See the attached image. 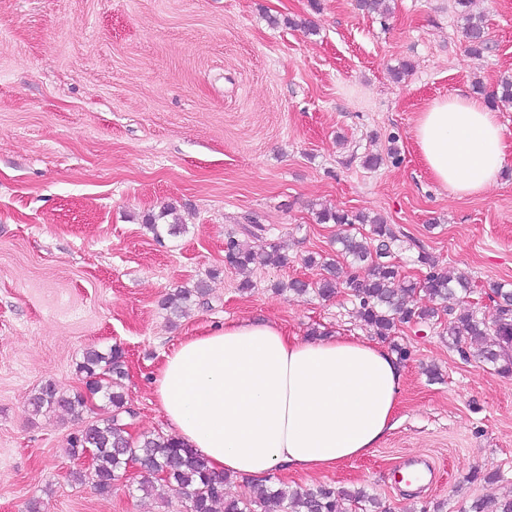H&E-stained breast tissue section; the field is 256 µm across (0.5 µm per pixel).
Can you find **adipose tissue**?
Wrapping results in <instances>:
<instances>
[{
  "mask_svg": "<svg viewBox=\"0 0 512 512\" xmlns=\"http://www.w3.org/2000/svg\"><path fill=\"white\" fill-rule=\"evenodd\" d=\"M413 136L435 182L459 198L484 193L507 165L495 111L461 91L420 112ZM402 384V365L377 344L290 336L267 320L181 340L153 380L181 442L213 471L254 479L366 456L395 427Z\"/></svg>",
  "mask_w": 512,
  "mask_h": 512,
  "instance_id": "1",
  "label": "adipose tissue"
}]
</instances>
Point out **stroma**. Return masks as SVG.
<instances>
[{
    "label": "stroma",
    "instance_id": "obj_1",
    "mask_svg": "<svg viewBox=\"0 0 512 512\" xmlns=\"http://www.w3.org/2000/svg\"><path fill=\"white\" fill-rule=\"evenodd\" d=\"M0 0V512H185L135 489L138 469L98 495L67 440L105 417L36 413L42 385L83 391L85 349L120 345L133 433L170 428L152 388L165 353L233 320L291 335L363 336L346 292L283 290L318 279L334 253L320 209L363 211L396 235L415 279L426 251L481 292L512 288V161L479 196L449 195L423 164L419 112L512 75V0H476L488 47H464L455 0ZM278 25H271V18ZM309 19L315 31L286 26ZM402 76H395V69ZM379 156L376 168L362 159ZM185 229L154 238L146 215ZM267 232L248 234L250 223ZM279 246L283 266L224 264L228 237ZM251 280V290L239 289ZM205 283L169 318L163 297ZM409 353L398 426L364 458L320 474L275 470L266 485L376 496L390 512H466L512 495V375L463 361L442 327H400Z\"/></svg>",
    "mask_w": 512,
    "mask_h": 512
}]
</instances>
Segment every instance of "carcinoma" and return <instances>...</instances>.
<instances>
[{"label": "carcinoma", "instance_id": "cac0c4a2", "mask_svg": "<svg viewBox=\"0 0 512 512\" xmlns=\"http://www.w3.org/2000/svg\"><path fill=\"white\" fill-rule=\"evenodd\" d=\"M472 3L473 0H455L464 21L466 52L478 58L487 48V39L482 18L471 12ZM487 100L496 108H512V76L501 78L497 90ZM174 213L175 207L168 204L159 214L147 215L144 224L157 239L165 233L179 234L183 225L175 220L165 221ZM316 220L350 229L367 224L369 231L361 237L345 233L337 238L341 254L350 259L352 272L346 279H339L338 261L310 255L304 258V264L319 266L325 274L314 281L292 280L285 285L286 289L297 294L313 293L321 299L345 289L357 305L364 325L385 340L403 325L431 328L439 313L444 312L448 314V347L468 358L467 343L490 336L492 341L480 350L479 358L499 373L512 374V289L492 290L490 299L496 313L491 314L468 301L473 287L465 273L449 272L426 252L417 255V262L426 269L424 278L419 282L405 280L393 262L392 244L396 236L381 218L363 212L321 209ZM224 263L246 270L256 265L281 266L286 258L274 248L256 250L230 237L224 243ZM421 292L434 305L418 304L417 294ZM207 294L206 286L198 283L168 294L162 306L176 315L192 298ZM78 371L88 394H102L112 407L110 416L87 424L70 440L72 455L92 453L89 479L101 496L112 494L114 483L124 475L127 461L133 459L140 465L137 490L147 495L158 486L165 488L185 503L186 512H217L219 505L224 512H387L377 497L362 490H336L322 485L302 491L265 486L254 498H228L224 495V477L213 472L203 457L176 437L150 434L136 440L130 435L124 419L133 416V412L127 407L123 391L126 371L121 346L116 344L106 351L87 349ZM86 395L63 397L47 383L31 396L29 403L36 413L59 407L79 416L87 408ZM469 512H512V498L481 497L471 503Z\"/></svg>", "mask_w": 512, "mask_h": 512}]
</instances>
